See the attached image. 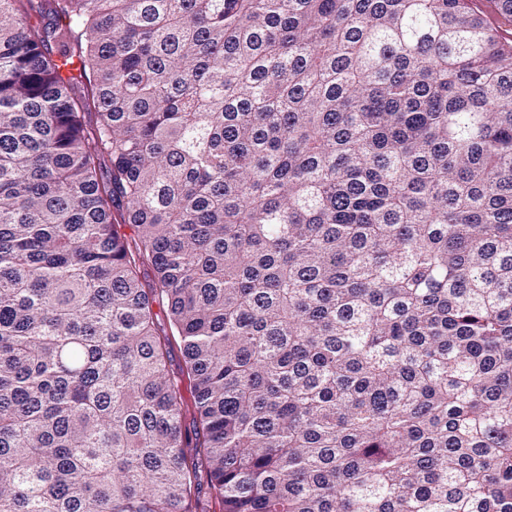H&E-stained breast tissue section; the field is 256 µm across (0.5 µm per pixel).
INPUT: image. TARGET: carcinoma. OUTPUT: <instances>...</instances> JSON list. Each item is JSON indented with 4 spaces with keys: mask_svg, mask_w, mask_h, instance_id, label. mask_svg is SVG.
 <instances>
[{
    "mask_svg": "<svg viewBox=\"0 0 512 512\" xmlns=\"http://www.w3.org/2000/svg\"><path fill=\"white\" fill-rule=\"evenodd\" d=\"M205 489L512 512V33L473 0H0V512Z\"/></svg>",
    "mask_w": 512,
    "mask_h": 512,
    "instance_id": "1",
    "label": "carcinoma"
}]
</instances>
